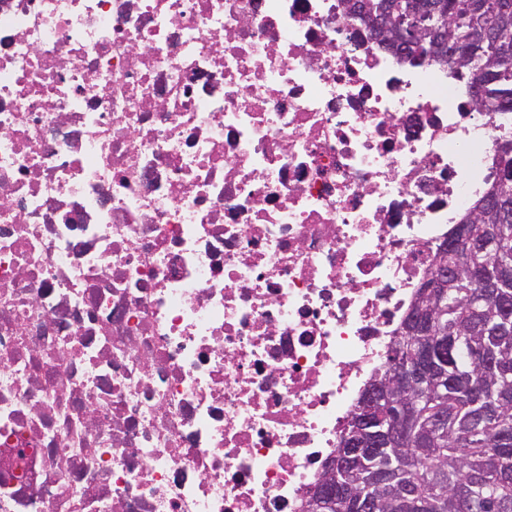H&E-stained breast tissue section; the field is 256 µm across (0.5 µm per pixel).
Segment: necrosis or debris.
<instances>
[{"label":"necrosis or debris","mask_w":512,"mask_h":512,"mask_svg":"<svg viewBox=\"0 0 512 512\" xmlns=\"http://www.w3.org/2000/svg\"><path fill=\"white\" fill-rule=\"evenodd\" d=\"M345 0H0V512H301L512 113Z\"/></svg>","instance_id":"4bbe7bcc"}]
</instances>
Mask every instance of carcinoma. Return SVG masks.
I'll return each mask as SVG.
<instances>
[{"label": "carcinoma", "mask_w": 512, "mask_h": 512, "mask_svg": "<svg viewBox=\"0 0 512 512\" xmlns=\"http://www.w3.org/2000/svg\"><path fill=\"white\" fill-rule=\"evenodd\" d=\"M448 33L468 43L472 61L452 71L482 94L479 111L512 113V14L490 11V0H445ZM362 18L367 5L396 15L406 0H350ZM499 27L501 36H484ZM512 167V137L496 149ZM469 244L448 254L447 312L439 336L409 334L406 316L382 374L415 369L424 350L440 371L405 387L398 400L381 396L368 414L354 412L334 457L340 497L318 512H512V222L483 217L449 232ZM393 424L397 436L383 457L356 454L359 424Z\"/></svg>", "instance_id": "obj_1"}]
</instances>
